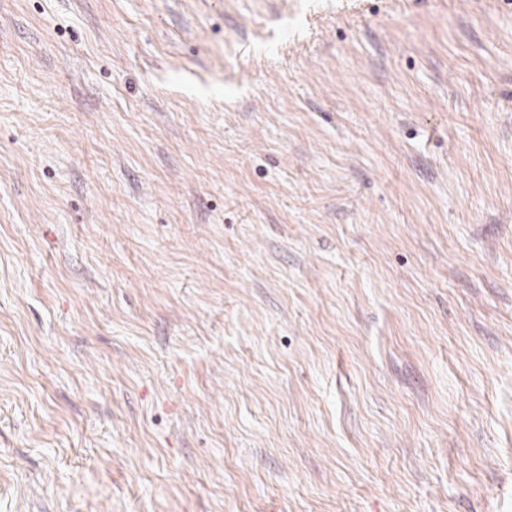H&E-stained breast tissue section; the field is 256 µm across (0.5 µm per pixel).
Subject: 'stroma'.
Returning a JSON list of instances; mask_svg holds the SVG:
<instances>
[{
    "instance_id": "35a3bbf8",
    "label": "stroma",
    "mask_w": 512,
    "mask_h": 512,
    "mask_svg": "<svg viewBox=\"0 0 512 512\" xmlns=\"http://www.w3.org/2000/svg\"><path fill=\"white\" fill-rule=\"evenodd\" d=\"M0 512H512V0H0Z\"/></svg>"
}]
</instances>
